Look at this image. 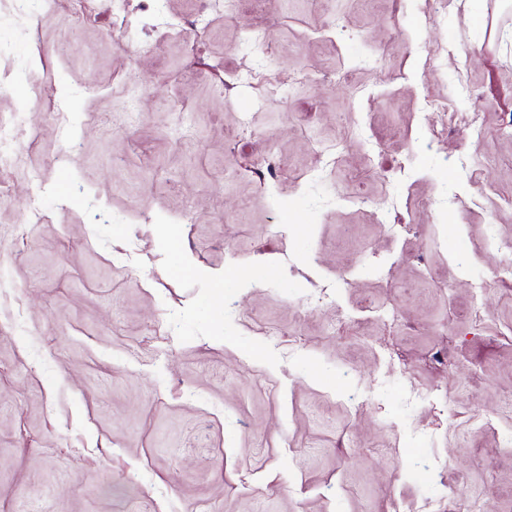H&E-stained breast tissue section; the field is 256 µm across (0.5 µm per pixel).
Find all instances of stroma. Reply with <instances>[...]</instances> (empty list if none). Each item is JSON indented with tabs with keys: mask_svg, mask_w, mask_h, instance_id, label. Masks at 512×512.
<instances>
[{
	"mask_svg": "<svg viewBox=\"0 0 512 512\" xmlns=\"http://www.w3.org/2000/svg\"><path fill=\"white\" fill-rule=\"evenodd\" d=\"M166 8L204 34L0 27V512H512V288H473L512 241V0ZM253 67L279 96L218 83ZM21 130L17 112L0 114V172L7 171L14 164Z\"/></svg>",
	"mask_w": 512,
	"mask_h": 512,
	"instance_id": "stroma-1",
	"label": "stroma"
}]
</instances>
